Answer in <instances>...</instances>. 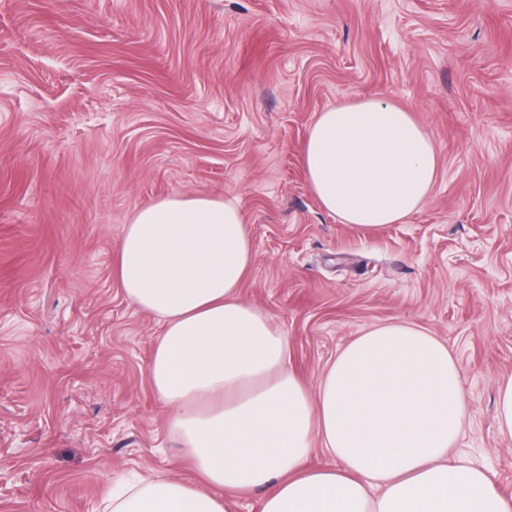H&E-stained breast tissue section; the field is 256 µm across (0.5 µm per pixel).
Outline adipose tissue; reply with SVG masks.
<instances>
[{
    "label": "adipose tissue",
    "instance_id": "adipose-tissue-1",
    "mask_svg": "<svg viewBox=\"0 0 512 512\" xmlns=\"http://www.w3.org/2000/svg\"><path fill=\"white\" fill-rule=\"evenodd\" d=\"M302 164L322 208L357 229L402 223L438 173L424 128L374 99L318 113ZM255 258L229 199L176 194L126 224L117 283L161 325L149 380L198 479L121 478L104 512H233L257 491L261 512H512L488 471L454 452L466 395L446 342L380 323L309 386L272 316L240 297ZM317 444L333 464L310 467Z\"/></svg>",
    "mask_w": 512,
    "mask_h": 512
}]
</instances>
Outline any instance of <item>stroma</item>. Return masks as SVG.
Here are the masks:
<instances>
[{
    "mask_svg": "<svg viewBox=\"0 0 512 512\" xmlns=\"http://www.w3.org/2000/svg\"><path fill=\"white\" fill-rule=\"evenodd\" d=\"M359 99L437 148L404 223L342 224L307 184L315 115ZM175 194L239 204L241 297L310 386L374 324L446 341L458 450L512 496V0H0V512H99L134 471L194 480L149 381L160 325L115 278L134 211ZM497 429L501 440L512 444V374L503 375L499 381Z\"/></svg>",
    "mask_w": 512,
    "mask_h": 512,
    "instance_id": "stroma-1",
    "label": "stroma"
}]
</instances>
